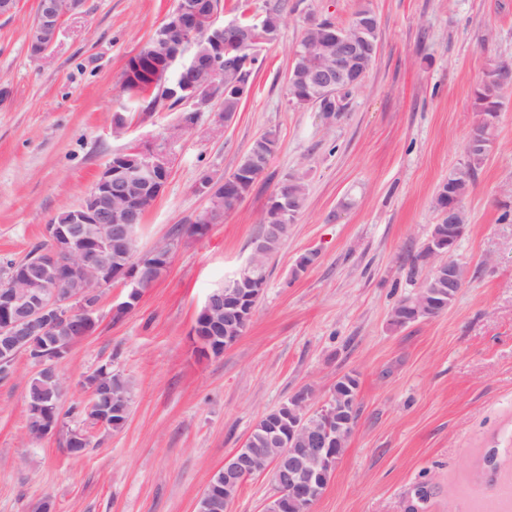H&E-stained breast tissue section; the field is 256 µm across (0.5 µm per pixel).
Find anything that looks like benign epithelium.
<instances>
[{"label":"benign epithelium","mask_w":512,"mask_h":512,"mask_svg":"<svg viewBox=\"0 0 512 512\" xmlns=\"http://www.w3.org/2000/svg\"><path fill=\"white\" fill-rule=\"evenodd\" d=\"M82 5L83 0H68L63 9L59 0H38L29 27L32 56L43 55L53 45L63 19ZM220 13L213 0H177L164 18L168 32L177 33V37H162L141 51V55L158 61L155 73L149 76V89L161 85L164 101L177 99L197 114L207 111L218 98L230 99L239 107L248 97L249 79L218 81L220 59L236 50L259 56L263 45L271 42L269 31L273 23L266 18L248 24L237 19L221 22ZM308 27L315 38L296 53L300 63L294 82L314 96L334 89L340 97L361 87L367 76L365 61L377 49L372 40L377 31L376 15H356L350 25L343 27L325 20L311 21ZM172 67L183 74L175 83L165 81L166 70ZM490 138V134L469 136L465 157L483 154ZM464 171L462 165L455 168L436 193L441 217L448 219V224L432 225L426 248L439 287L430 300L410 296L396 311L401 319L431 318L432 311L446 309L461 288V266L451 255L466 225L456 222L462 205L451 181ZM168 178L169 169L160 155L120 153L100 171L78 205L46 225L48 248L0 290V353L24 351L39 360L41 339L45 336L61 329L73 336L95 333L99 327L100 290L116 280L122 281L129 292L127 299L115 307V314L135 308L153 285L154 269L170 263L173 248L165 243L156 246L147 263L132 258L111 266L103 256L113 252L124 257L131 251L145 207L161 195ZM237 185L236 179L228 182L206 174L196 190L209 202L223 197L234 207L242 201ZM211 224L207 207L197 215L191 232L202 237ZM266 255L264 241L254 240L247 263L224 287L208 295L201 315L211 339L199 342L207 354H212L215 347L224 350L232 346L250 323L256 309L254 301L265 287ZM73 282L83 283L88 291L67 290ZM345 391L343 396L336 395L333 384L320 401L312 387L303 386L281 405L282 413L277 418L259 420L269 440L277 446L273 458L262 464L248 443H243L224 460V467L215 471L209 488L200 497L204 509L197 512H229L244 480L255 473L270 474L278 487L276 495L266 500L263 512H282L290 503L303 512H312L326 487L327 476L335 472L345 453L358 419V390L347 386ZM27 402L33 423L31 436L40 440L56 433L58 422L47 412L45 399L33 394Z\"/></svg>","instance_id":"obj_1"}]
</instances>
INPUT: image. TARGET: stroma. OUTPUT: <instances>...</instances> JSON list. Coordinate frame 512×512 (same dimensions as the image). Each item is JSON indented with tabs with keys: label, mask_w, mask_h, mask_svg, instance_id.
I'll return each mask as SVG.
<instances>
[{
	"label": "stroma",
	"mask_w": 512,
	"mask_h": 512,
	"mask_svg": "<svg viewBox=\"0 0 512 512\" xmlns=\"http://www.w3.org/2000/svg\"><path fill=\"white\" fill-rule=\"evenodd\" d=\"M379 22L376 59L334 123L290 102L292 48L306 24L348 23L361 4ZM279 5L284 24L231 124L181 108L134 109L122 134L123 73L176 0H86L54 46L32 56L37 0L0 18V262L22 259L60 210L77 205L116 154L158 146L168 183L147 210L139 252L192 223L204 174L231 173L267 131L278 145L249 194L202 237L183 236L137 307L100 293L98 331L56 363L64 405L87 401L84 375L108 365L133 389L121 429L83 422L91 445L70 456L62 434L30 440L27 390L38 367L19 354L0 382V512H195L212 474L257 420L301 386L326 395L359 375L360 415L312 512H512V92L496 149L463 201L468 228L453 258L468 278L444 313L395 329V303L430 269L420 252L437 221L434 194L460 166L476 120L472 92L489 64L512 60V0H249ZM306 200L252 320L220 356L190 337L207 295L251 255L260 218L284 178ZM319 254L295 274L297 259ZM416 278H409L410 266Z\"/></svg>",
	"instance_id": "1"
}]
</instances>
